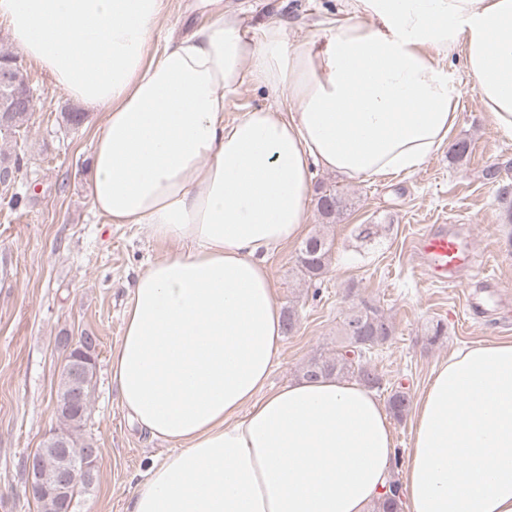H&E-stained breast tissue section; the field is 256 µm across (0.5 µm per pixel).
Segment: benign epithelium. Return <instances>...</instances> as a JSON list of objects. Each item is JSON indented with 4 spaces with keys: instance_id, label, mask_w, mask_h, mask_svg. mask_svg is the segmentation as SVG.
Instances as JSON below:
<instances>
[{
    "instance_id": "7a95c632",
    "label": "benign epithelium",
    "mask_w": 512,
    "mask_h": 512,
    "mask_svg": "<svg viewBox=\"0 0 512 512\" xmlns=\"http://www.w3.org/2000/svg\"><path fill=\"white\" fill-rule=\"evenodd\" d=\"M0 85L14 88L12 96L0 103V112H11L17 107H23L32 112L35 110V98L23 90L29 85V78L23 63L18 58L8 62H0ZM65 349L71 355L65 357V364L72 374V391L67 403V409L76 411L84 400V362L86 352H96V344L84 348H76L68 342ZM55 448L65 461V465L54 475L47 474L42 467L37 452L28 454L25 458V486L28 497L35 499L47 492H54L60 497V512H71L74 500L69 495L70 487L78 481L90 484L95 478L96 463L99 449L95 444L84 448L72 447L67 436L58 432L51 433Z\"/></svg>"
}]
</instances>
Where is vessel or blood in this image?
Segmentation results:
<instances>
[{"mask_svg":"<svg viewBox=\"0 0 512 512\" xmlns=\"http://www.w3.org/2000/svg\"><path fill=\"white\" fill-rule=\"evenodd\" d=\"M413 249L431 277L442 282H452L455 273L475 263L472 244L444 231L423 235Z\"/></svg>","mask_w":512,"mask_h":512,"instance_id":"obj_1","label":"vessel or blood"}]
</instances>
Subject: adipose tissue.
Segmentation results:
<instances>
[{
	"mask_svg": "<svg viewBox=\"0 0 512 512\" xmlns=\"http://www.w3.org/2000/svg\"><path fill=\"white\" fill-rule=\"evenodd\" d=\"M167 0H0L12 39L71 99L103 113L90 198L181 252L136 280L112 382L173 451L126 512H371L390 480L382 404L355 382L271 390L283 321L265 257L308 221L312 170L409 173L448 144L464 48L472 89L512 137V0H349L347 21L290 44L223 0L158 42ZM250 85L276 106L224 119ZM406 512H512V340L452 352L414 402Z\"/></svg>",
	"mask_w": 512,
	"mask_h": 512,
	"instance_id": "ef3b65f1",
	"label": "adipose tissue"
}]
</instances>
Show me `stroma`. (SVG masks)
<instances>
[{"label": "stroma", "mask_w": 512, "mask_h": 512, "mask_svg": "<svg viewBox=\"0 0 512 512\" xmlns=\"http://www.w3.org/2000/svg\"><path fill=\"white\" fill-rule=\"evenodd\" d=\"M248 25L280 22L289 42L311 39L324 24L349 14L347 0H224ZM27 72L37 100L27 124L0 134V152L20 156L13 188L0 186V512H37L24 487L23 458L40 448L58 425L54 402L62 371L61 337H98L96 386L85 428L100 450L97 479L81 497L78 512H125L149 467L170 451L136 429L112 384L111 356L122 335L123 315L137 277L178 244L155 240L141 224H108L89 196V157L103 113L84 111L78 125L66 122L75 103L34 62ZM446 68L460 92L452 141L467 140V159L449 148L429 156L415 171L348 181L315 170L313 188L339 193L334 219L311 211L305 235L322 234L331 245L329 271L305 280L297 264L300 241L267 258L280 309L296 308L297 330L283 340L268 385L300 380L301 367L333 352L337 330L350 305H376L393 323L394 335L375 350L382 378L376 395L403 387L418 396L434 367L452 351L489 339L512 340V222L502 187H512V138L501 134L471 89L464 51ZM498 176L485 177L488 168ZM20 193V207L10 205ZM375 234L362 237L359 225ZM442 228L466 238L475 267L457 286L433 281L415 262L411 245ZM443 325L444 336L433 328Z\"/></svg>", "instance_id": "35a3bbf8"}]
</instances>
